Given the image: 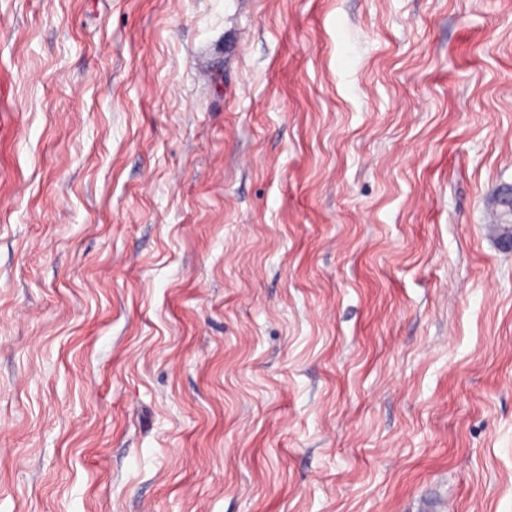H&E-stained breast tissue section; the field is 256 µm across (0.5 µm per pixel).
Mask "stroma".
I'll list each match as a JSON object with an SVG mask.
<instances>
[{"instance_id":"stroma-1","label":"stroma","mask_w":512,"mask_h":512,"mask_svg":"<svg viewBox=\"0 0 512 512\" xmlns=\"http://www.w3.org/2000/svg\"><path fill=\"white\" fill-rule=\"evenodd\" d=\"M512 0H0V512H512Z\"/></svg>"}]
</instances>
